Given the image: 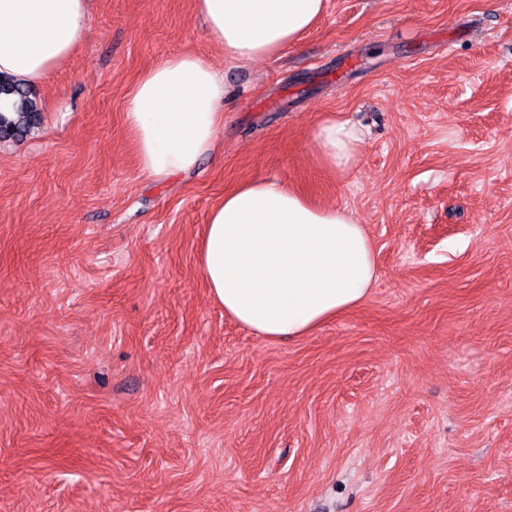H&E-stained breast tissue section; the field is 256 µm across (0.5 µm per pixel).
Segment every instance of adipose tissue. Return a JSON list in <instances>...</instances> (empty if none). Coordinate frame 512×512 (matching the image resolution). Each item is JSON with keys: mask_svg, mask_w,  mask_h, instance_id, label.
<instances>
[{"mask_svg": "<svg viewBox=\"0 0 512 512\" xmlns=\"http://www.w3.org/2000/svg\"><path fill=\"white\" fill-rule=\"evenodd\" d=\"M327 0H195L230 60L249 63L297 45ZM90 0H0V73L36 83L85 38ZM224 77L203 57L173 53L134 84L125 114L139 164L155 180L189 172L216 146ZM320 159L342 171L362 137L345 120L319 124ZM200 267L215 301L256 335L304 336L363 303L374 280L369 240L343 208L286 184L252 181L207 217Z\"/></svg>", "mask_w": 512, "mask_h": 512, "instance_id": "1", "label": "adipose tissue"}]
</instances>
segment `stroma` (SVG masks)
<instances>
[{"label": "stroma", "instance_id": "obj_1", "mask_svg": "<svg viewBox=\"0 0 512 512\" xmlns=\"http://www.w3.org/2000/svg\"><path fill=\"white\" fill-rule=\"evenodd\" d=\"M0 141V512H512V0H327L229 61L194 0H92ZM174 52L224 75L215 152L158 182L125 120ZM364 142L343 172L315 128ZM284 183L363 224L362 305L269 340L212 298L209 211ZM314 138L320 147V159L329 168L342 171L354 161L363 141L349 121L329 119L317 126Z\"/></svg>", "mask_w": 512, "mask_h": 512}]
</instances>
